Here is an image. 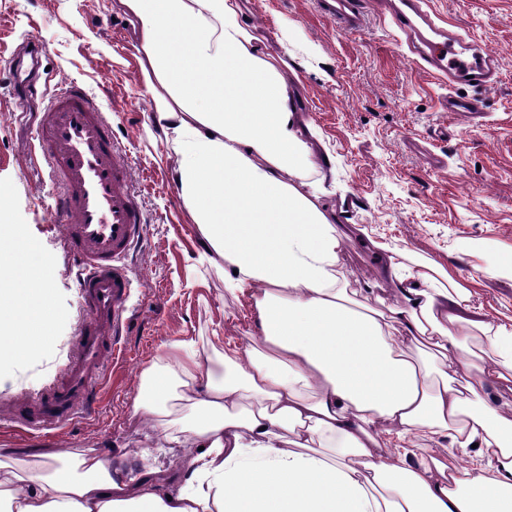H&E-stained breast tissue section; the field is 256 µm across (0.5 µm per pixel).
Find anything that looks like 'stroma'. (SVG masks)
Returning <instances> with one entry per match:
<instances>
[{
    "label": "stroma",
    "mask_w": 512,
    "mask_h": 512,
    "mask_svg": "<svg viewBox=\"0 0 512 512\" xmlns=\"http://www.w3.org/2000/svg\"><path fill=\"white\" fill-rule=\"evenodd\" d=\"M436 14L495 53L499 79L490 90L468 88L484 114L473 126L442 112V88L408 57L402 36L375 12L354 33L321 17L315 0H250L248 18L300 96V108L336 161L338 221L357 232L340 254L342 285L369 288L379 308L397 300L383 279L373 244L398 261L427 263L473 290L474 317L512 324V277L491 276L512 258V0H429ZM45 49L40 82L83 83L135 162L134 184L147 217V255L123 338L125 354L106 370L96 415L64 429L28 433L0 417V448L24 461L34 455L89 448L123 450L130 465L179 474L182 450L161 451L134 413L139 376L178 340L213 335L247 345L245 306L221 278L198 263L200 246L178 196L163 142L151 128V100L133 57L132 29L112 0H0V233L20 232L43 259L42 271L62 319L34 355L0 365V403L36 395L54 382L73 348L82 311L72 259L55 224L57 189L26 165L32 128L10 87L9 61L27 38ZM417 140L446 165L430 168L406 143Z\"/></svg>",
    "instance_id": "35a3bbf8"
}]
</instances>
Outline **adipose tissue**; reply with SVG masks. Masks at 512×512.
Listing matches in <instances>:
<instances>
[{
  "label": "adipose tissue",
  "instance_id": "adipose-tissue-1",
  "mask_svg": "<svg viewBox=\"0 0 512 512\" xmlns=\"http://www.w3.org/2000/svg\"><path fill=\"white\" fill-rule=\"evenodd\" d=\"M136 37L152 124L201 238L245 297L250 344L180 340L141 373L135 412L189 449L177 488L124 454L0 460V512H512V326L464 317L472 290L419 264L388 311L337 275L349 234L323 204L331 163L245 0H113ZM31 250L0 246V352L41 345L54 311ZM432 435L435 444L421 447Z\"/></svg>",
  "mask_w": 512,
  "mask_h": 512
}]
</instances>
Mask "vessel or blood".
I'll return each mask as SVG.
<instances>
[{"label": "vessel or blood", "instance_id": "obj_1", "mask_svg": "<svg viewBox=\"0 0 512 512\" xmlns=\"http://www.w3.org/2000/svg\"><path fill=\"white\" fill-rule=\"evenodd\" d=\"M376 12L401 33L413 61L450 92L442 111L470 124L482 119L476 99L457 93L460 85L490 88L498 60L480 43L460 35L438 18L428 0H373ZM317 11L345 32L365 22L364 0H315ZM33 129V169H45L59 194L55 220L72 255L83 318L75 347L61 374L43 393L9 403L7 416L28 432L69 426L96 412L98 383L133 320L128 305L134 286L128 258L146 235V218L131 177L130 158L112 138V124L83 86H58Z\"/></svg>", "mask_w": 512, "mask_h": 512}]
</instances>
